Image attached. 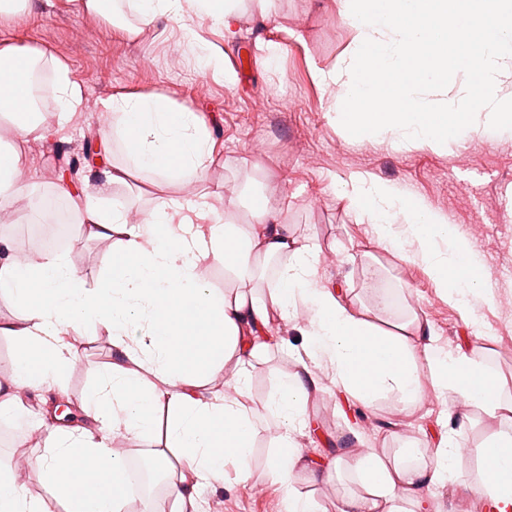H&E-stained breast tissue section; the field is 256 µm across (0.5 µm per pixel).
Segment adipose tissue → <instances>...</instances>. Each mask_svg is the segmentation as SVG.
<instances>
[{
	"instance_id": "1",
	"label": "adipose tissue",
	"mask_w": 512,
	"mask_h": 512,
	"mask_svg": "<svg viewBox=\"0 0 512 512\" xmlns=\"http://www.w3.org/2000/svg\"><path fill=\"white\" fill-rule=\"evenodd\" d=\"M239 3L132 0L138 22L123 30L134 38L159 17L194 15L231 37ZM180 43L200 69L232 82L222 54L196 29L183 28ZM44 63L51 66L59 110L54 128L64 130L83 105V89L67 63L37 48L0 43V126L8 130L0 137V221L12 219L18 200L28 198L27 223L66 213L88 239L108 243L112 263L90 288L66 252L44 246L21 259L0 234V298L12 309L0 315V335L16 344L13 374L0 381V420L12 417L28 395L62 391L75 339L88 330L106 332L112 356L79 404L78 429L52 428L42 419L31 426L44 438L33 467L46 496L30 495L14 465L0 462V512H121L128 492L113 444L130 435L156 439L157 466L176 455L179 471L169 481L176 512H197L202 488L223 482L229 459L242 481L278 484L284 512H316L296 487L302 471L312 483L354 471L361 491L339 494L330 512H415L431 487L453 480L465 452L450 431L413 442L394 457L363 447L352 431L348 437L362 453L343 450L332 470L317 472L296 435L308 424L310 393L325 374L367 409L388 398L410 409L431 390L496 420L497 431L467 452L479 463L475 479L457 490L490 500L496 512H512V395L465 351L436 344L417 312L391 321L388 303L358 308L323 284L316 245L288 230L287 203L262 201L239 220L237 199L218 191L189 204L160 195L138 210L115 195L134 167L172 185L202 181L215 144L198 112L162 96H113L104 107L119 119L102 129V144L121 141L126 163L88 165L77 193L58 183L40 194L26 184L21 149L51 128L35 112L32 95L33 72ZM340 194L370 225L373 241L419 261L449 304L467 315L493 306V289L476 274L471 243L443 214L360 172L343 182ZM277 259L282 266L275 283L263 284L260 261ZM219 265L225 286L217 290L206 276ZM302 311L307 323L297 329L302 354L296 370L281 378L262 407H253L249 378L275 347L271 330ZM227 366L231 393L223 397L209 382ZM270 425L279 431L280 450L266 469L253 470V436Z\"/></svg>"
}]
</instances>
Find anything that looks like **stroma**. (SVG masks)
<instances>
[{"label": "stroma", "mask_w": 512, "mask_h": 512, "mask_svg": "<svg viewBox=\"0 0 512 512\" xmlns=\"http://www.w3.org/2000/svg\"><path fill=\"white\" fill-rule=\"evenodd\" d=\"M278 23L266 28L256 20L255 0H243L235 37L198 17L189 25L225 58H239L233 83L203 72L181 50L180 23L165 17L128 39L113 19L79 16L63 4L43 12L0 19V42L38 48L69 63L82 87V116L65 130L74 157L86 144H98L105 100L116 93L159 94L205 116L218 158L199 186L180 191L163 187L162 195L194 202L199 192L221 190L244 206L259 194L287 199L286 222L296 237L311 239L320 248L319 266L325 283L334 285L355 304L372 305L387 295L394 311L412 306L430 326L438 345L453 350L472 348V356L495 374L505 376L512 392V130L489 128L487 113H478L462 139L431 150L399 142L386 134L374 143H360L343 128L333 110L334 98L317 84L312 66L332 69L352 44L354 30L341 15L340 0H275ZM279 43L276 66H267L259 42ZM57 141L36 142L26 149L27 183L36 191L59 181L80 189L81 177L64 179ZM367 173L388 180L423 199L446 215L449 223L472 243L478 272L496 292L494 307L468 317L448 304L423 266L401 259L387 246L371 244L368 224L358 223L339 190L350 174ZM70 261L88 285H96L110 268L106 242L87 239L71 225L65 245ZM288 346L273 351L253 370L252 398L262 406L280 377L296 363L290 350L299 346L298 333L278 330ZM66 374L67 397L78 403L92 382V371L108 362L109 336H82ZM30 399L7 420L0 435V458H35L39 440L30 434ZM444 398L427 394L417 410H399L384 399L370 411L349 402L330 382L309 398L312 428L300 437L321 469L336 457V442L347 429L359 430L366 447L393 450L423 435H433L448 423ZM283 493L271 481L242 483L233 462L224 465L222 484L209 487L202 508L209 512H283Z\"/></svg>", "instance_id": "obj_1"}]
</instances>
